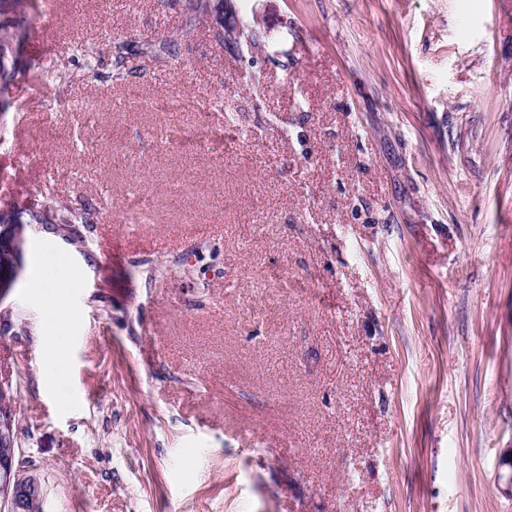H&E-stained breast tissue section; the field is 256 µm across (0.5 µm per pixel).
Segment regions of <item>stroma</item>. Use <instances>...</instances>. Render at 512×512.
Wrapping results in <instances>:
<instances>
[{
	"mask_svg": "<svg viewBox=\"0 0 512 512\" xmlns=\"http://www.w3.org/2000/svg\"><path fill=\"white\" fill-rule=\"evenodd\" d=\"M230 3L225 46L158 0L34 22L72 77L18 91L0 191L91 220L68 399L25 298L43 227L0 300L42 512H512V0ZM108 37L128 80L87 66Z\"/></svg>",
	"mask_w": 512,
	"mask_h": 512,
	"instance_id": "1",
	"label": "stroma"
}]
</instances>
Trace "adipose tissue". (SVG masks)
I'll use <instances>...</instances> for the list:
<instances>
[{"instance_id":"obj_1","label":"adipose tissue","mask_w":512,"mask_h":512,"mask_svg":"<svg viewBox=\"0 0 512 512\" xmlns=\"http://www.w3.org/2000/svg\"><path fill=\"white\" fill-rule=\"evenodd\" d=\"M76 274L71 264L44 258L34 278L38 288L37 304L52 327L73 323L70 297Z\"/></svg>"}]
</instances>
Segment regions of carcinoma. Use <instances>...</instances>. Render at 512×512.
<instances>
[{
    "mask_svg": "<svg viewBox=\"0 0 512 512\" xmlns=\"http://www.w3.org/2000/svg\"><path fill=\"white\" fill-rule=\"evenodd\" d=\"M12 16L0 20V119L9 112L14 104V94L23 85H34L42 80L44 70L55 74L58 83H66L69 73L66 63L57 60L48 68L26 63L22 60V46L29 31L36 0H7ZM186 22L191 24L202 18L210 9H221L224 0H182L181 4ZM139 51L162 59L172 54V41H147L140 45ZM128 54V44L108 41L98 46L96 57L99 60L110 59L114 64L112 77L122 79L127 75L123 62ZM0 222L3 224H55L63 228L87 223L84 208L76 203H68L57 198H44L27 204H19L11 199L0 197Z\"/></svg>",
    "mask_w": 512,
    "mask_h": 512,
    "instance_id": "1",
    "label": "carcinoma"
}]
</instances>
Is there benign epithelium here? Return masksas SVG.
Here are the masks:
<instances>
[{"instance_id":"benign-epithelium-1","label":"benign epithelium","mask_w":512,"mask_h":512,"mask_svg":"<svg viewBox=\"0 0 512 512\" xmlns=\"http://www.w3.org/2000/svg\"><path fill=\"white\" fill-rule=\"evenodd\" d=\"M209 20L214 32L223 31L229 37L243 32L227 6L224 14L215 12ZM27 228L26 224H3L0 239L9 241L17 253L23 249ZM21 273L22 268L17 262L11 267H0V300L13 288ZM0 395L3 396L0 400V512H27L42 503L43 487L38 476L21 470L15 420L7 410L12 395L4 387L0 388Z\"/></svg>"}]
</instances>
